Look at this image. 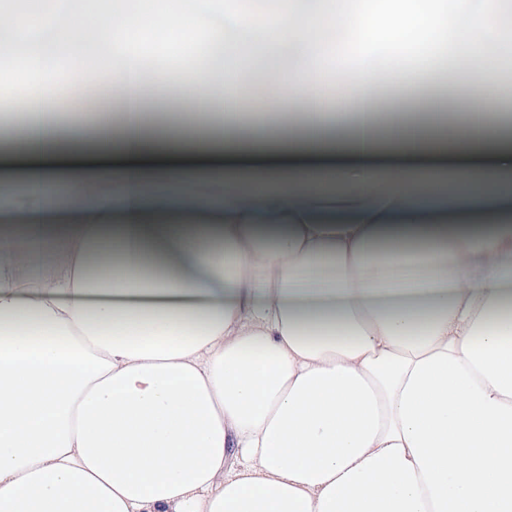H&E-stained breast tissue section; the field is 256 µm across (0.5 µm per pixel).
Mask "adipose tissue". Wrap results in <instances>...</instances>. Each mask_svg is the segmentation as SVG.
Instances as JSON below:
<instances>
[{
	"instance_id": "1",
	"label": "adipose tissue",
	"mask_w": 512,
	"mask_h": 512,
	"mask_svg": "<svg viewBox=\"0 0 512 512\" xmlns=\"http://www.w3.org/2000/svg\"><path fill=\"white\" fill-rule=\"evenodd\" d=\"M160 2L152 32L121 0H76L68 25L56 0H31L19 29L26 187L46 205L83 206L72 187L104 175L112 192L79 222L0 233V512H512V125L472 113L449 139L403 113L381 124L366 58L357 111L309 114L299 132L234 119L258 62L286 46L305 52L270 94L307 98L313 48L344 22L419 39L388 75L407 89L447 53L498 56L512 44L498 0L468 17L426 0H339L303 24L284 7L240 15L254 38L215 31L220 81L204 51L154 81L223 127L155 137L129 39L207 24ZM106 41L118 132L51 123L54 46ZM272 148L315 163L262 179L224 167ZM164 149L215 162L176 175L152 164Z\"/></svg>"
}]
</instances>
